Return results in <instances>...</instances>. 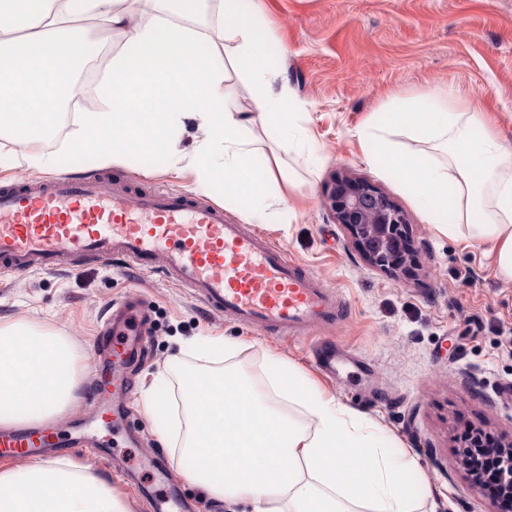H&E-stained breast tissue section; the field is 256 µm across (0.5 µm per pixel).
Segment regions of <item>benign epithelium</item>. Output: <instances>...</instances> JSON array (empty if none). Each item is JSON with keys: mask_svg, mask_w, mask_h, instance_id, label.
Instances as JSON below:
<instances>
[{"mask_svg": "<svg viewBox=\"0 0 512 512\" xmlns=\"http://www.w3.org/2000/svg\"><path fill=\"white\" fill-rule=\"evenodd\" d=\"M327 200L334 220L349 231L367 263L395 272L412 261L408 215L381 189L339 173L333 177Z\"/></svg>", "mask_w": 512, "mask_h": 512, "instance_id": "7a95c632", "label": "benign epithelium"}]
</instances>
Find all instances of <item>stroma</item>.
<instances>
[{
  "mask_svg": "<svg viewBox=\"0 0 512 512\" xmlns=\"http://www.w3.org/2000/svg\"><path fill=\"white\" fill-rule=\"evenodd\" d=\"M256 2L269 23L272 51L284 55L279 81L312 138L284 157L295 178V215L274 203L249 223L343 296L348 316L318 335L353 350L366 371L329 381L304 345L207 316L183 289L156 275L96 263L63 273H23L0 284V318L66 336L81 355L84 390L99 378L95 338L109 305L136 292L151 308L149 351L133 371L126 434L98 435L99 445L112 450L108 459L91 447L64 454L110 481L130 512H152L151 497L163 488L145 459L164 455L174 471L181 461L162 441L160 420L145 414L143 386L154 383L159 398L178 401L183 371L222 365L216 357L181 354V343L220 336L246 344L239 366L256 383L290 363L308 384L384 426L418 456L410 494L436 488L437 512H505L459 465L458 439L467 429L512 437V281L494 275L483 246H465L427 224L408 194L367 163L357 131L390 97L438 87L494 117L502 138L512 143V0ZM72 121V113H64L45 146L49 174L94 169L68 146ZM171 164L160 154L132 155L107 173L137 190L162 186L206 196L239 219L220 189L202 192L194 174L176 175ZM343 170L381 188L407 213L417 252L411 274L396 276L364 262L335 223L327 194Z\"/></svg>",
  "mask_w": 512,
  "mask_h": 512,
  "instance_id": "35a3bbf8",
  "label": "stroma"
}]
</instances>
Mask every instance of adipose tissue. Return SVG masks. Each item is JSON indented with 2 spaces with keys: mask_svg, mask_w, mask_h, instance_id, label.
<instances>
[{
  "mask_svg": "<svg viewBox=\"0 0 512 512\" xmlns=\"http://www.w3.org/2000/svg\"><path fill=\"white\" fill-rule=\"evenodd\" d=\"M134 24L145 0H0V133L24 145L28 168L48 163L42 148L62 102L83 91L76 74L112 32L125 33L96 86L101 107L74 115L70 146L98 165L129 155L178 158L174 141L193 121L198 145L187 159L201 186L218 185L243 214L280 200L282 155L308 140L288 90L273 91L281 66L268 53L252 0H219L218 34L187 21L200 0H168ZM253 85V115L224 90L222 54ZM278 132L280 151L258 152L254 125ZM364 155L412 198L428 223L450 237L487 245L496 276L512 280V150L492 119L446 92L388 102L361 135ZM82 365L65 337L21 320L0 322V428L41 423L66 411ZM182 415L163 441L180 448L186 481L243 512H423L406 491L415 453L394 449L387 430L355 408L313 389L292 367L264 387L236 365L181 379ZM297 407L296 420L280 403ZM0 512H128L110 482L89 466L54 458L0 467Z\"/></svg>",
  "mask_w": 512,
  "mask_h": 512,
  "instance_id": "adipose-tissue-1",
  "label": "adipose tissue"
}]
</instances>
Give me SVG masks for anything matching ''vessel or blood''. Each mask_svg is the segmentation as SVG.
<instances>
[{"instance_id": "obj_1", "label": "vessel or blood", "mask_w": 512, "mask_h": 512, "mask_svg": "<svg viewBox=\"0 0 512 512\" xmlns=\"http://www.w3.org/2000/svg\"><path fill=\"white\" fill-rule=\"evenodd\" d=\"M80 261L157 272L187 289L208 314L274 336L300 337L345 312L299 260L213 202L160 187L134 198L89 172L0 186L1 274L56 273ZM147 321L137 297L110 313L101 345L112 376L99 391L131 393L120 372L139 357ZM311 350L327 372L350 360L328 342H314ZM63 444L56 429L40 424L0 430V456L38 458Z\"/></svg>"}]
</instances>
